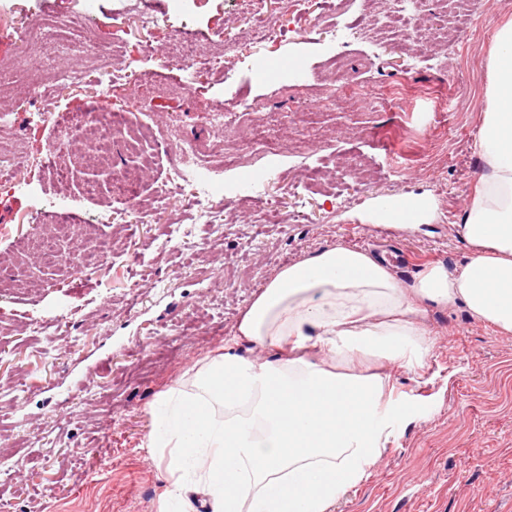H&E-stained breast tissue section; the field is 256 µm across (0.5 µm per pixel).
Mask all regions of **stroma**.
<instances>
[{"instance_id": "stroma-1", "label": "stroma", "mask_w": 512, "mask_h": 512, "mask_svg": "<svg viewBox=\"0 0 512 512\" xmlns=\"http://www.w3.org/2000/svg\"><path fill=\"white\" fill-rule=\"evenodd\" d=\"M459 41L432 55L417 41L379 43L366 30L386 9L361 0H267L275 41L238 47L230 79L198 78L166 57L190 30L213 53L232 43L250 0H150L156 19L139 30L140 0H0V115L15 123L27 155L21 188H0V512H158L163 467L143 443L148 406L172 388L196 392L195 373L223 352L241 311L284 266L341 244L385 258L399 278L468 255L455 233L481 165L473 151L487 108L488 57L512 0H466ZM92 27L80 48L43 45L31 61L28 20L82 12ZM111 46L130 69L113 76L96 52ZM83 73L36 115L33 77ZM345 75L356 103L340 100ZM400 93L392 109L388 91ZM123 112L113 166H76L66 189L47 171L52 145L90 151L69 135L68 112L100 98ZM254 103L251 112L239 100ZM157 127L194 142L210 161L235 155L254 132L280 150L246 153L223 170L215 201L223 224H192L182 196L145 212L110 203L113 168L139 170L142 198L167 180L170 159L153 141L126 151L127 129ZM261 173L260 182L246 174ZM85 221L107 242L109 264L85 256L49 264L28 250L47 230L34 197ZM417 198V228L377 223L383 198ZM434 346L423 367L386 365L394 397L414 418L384 449L371 475L333 512H512V335L461 307L429 309Z\"/></svg>"}]
</instances>
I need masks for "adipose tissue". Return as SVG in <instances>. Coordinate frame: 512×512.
I'll list each match as a JSON object with an SVG mask.
<instances>
[{
  "label": "adipose tissue",
  "mask_w": 512,
  "mask_h": 512,
  "mask_svg": "<svg viewBox=\"0 0 512 512\" xmlns=\"http://www.w3.org/2000/svg\"><path fill=\"white\" fill-rule=\"evenodd\" d=\"M488 78L474 142L482 172L458 226L467 259L409 283L386 260L341 245L280 268L223 353L197 370L198 393L172 389L148 409V446L169 451L159 512L195 500L207 512H330L413 417L367 362L423 366L431 306L463 307L512 334V22L494 35ZM244 343L278 356L244 358Z\"/></svg>",
  "instance_id": "ef3b65f1"
}]
</instances>
